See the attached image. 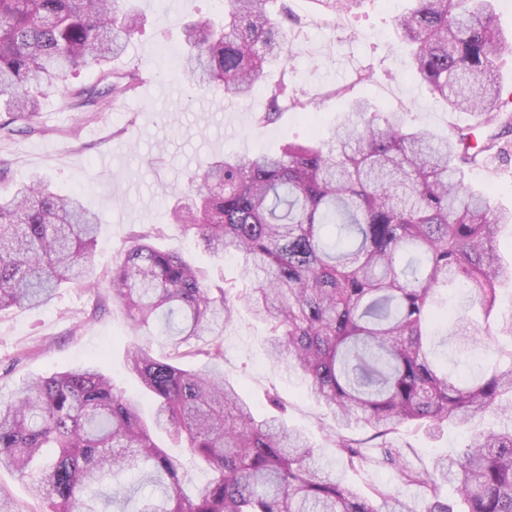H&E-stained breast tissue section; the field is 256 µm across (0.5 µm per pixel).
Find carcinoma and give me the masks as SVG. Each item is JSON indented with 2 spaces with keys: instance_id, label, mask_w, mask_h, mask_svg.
I'll use <instances>...</instances> for the list:
<instances>
[{
  "instance_id": "obj_1",
  "label": "carcinoma",
  "mask_w": 512,
  "mask_h": 512,
  "mask_svg": "<svg viewBox=\"0 0 512 512\" xmlns=\"http://www.w3.org/2000/svg\"><path fill=\"white\" fill-rule=\"evenodd\" d=\"M269 2L225 0L222 24L185 25L179 66L190 89L245 97L286 62L288 29L299 21L286 6L270 14ZM321 2L343 13L362 0ZM144 24L137 0H0V141L34 130L45 89L99 109L135 90L137 74L109 64ZM396 27L412 46L416 77L476 123L437 136L358 99L328 141L201 163L171 220L261 279L213 287L181 254L155 246L154 231H132L107 296L142 339L125 356L141 393L83 364L0 399V468L30 479L47 512H102L95 486L131 471L137 484H112L110 499L124 505L140 486L158 489L138 512H416L388 488L359 493L344 473L318 466L303 435L276 416H255L224 379V327L237 301L268 326L269 356L299 372L334 414L348 468L393 465L422 492V512H512V427L477 434L449 463L426 467L409 464L392 438L406 425L433 433L486 413L512 415V347L494 348L495 362L462 379L436 364L427 334L440 319L431 312L440 287L464 283L488 316L501 285L512 284V263L496 246L512 210L492 209L463 178L506 154L512 102L495 72L512 44L497 34L492 0H414ZM90 63L103 68L101 82L66 89ZM309 104L305 90L283 80L257 122ZM101 224L79 197L39 176L0 198V311L46 305L68 283L100 287L93 251ZM160 323L167 354L156 357ZM144 396L154 403L150 425ZM354 422L373 431L375 456L342 434ZM158 432L209 473L203 485L188 486ZM448 483L459 509L441 496Z\"/></svg>"
}]
</instances>
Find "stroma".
<instances>
[{"label": "stroma", "mask_w": 512, "mask_h": 512, "mask_svg": "<svg viewBox=\"0 0 512 512\" xmlns=\"http://www.w3.org/2000/svg\"><path fill=\"white\" fill-rule=\"evenodd\" d=\"M140 4L147 13L145 26L114 62L137 73L134 92L87 121L81 111L68 107L65 95L49 91L35 120L38 133L0 142L1 196L17 182L43 174L57 191L79 196L102 215L93 254L99 274L111 272L129 246L131 227L143 224L157 229L159 247L180 250L209 279L239 282L236 260L212 256L168 218L169 206L189 191V175L209 157L272 153L287 139H330L357 98L367 99L373 111L402 113L409 125L441 135L474 121L469 113L449 111L416 78L411 49L399 39L395 25L413 0H363L354 12L336 15L318 0H288L302 25L288 33L287 68H272L267 82L244 99L188 94L179 70L167 67L162 58L166 49L181 52L184 23L202 15L222 16L224 0ZM282 78L308 91L314 99L311 108L282 112L270 126L258 124L255 117L265 110L271 86ZM465 179L492 207L512 209V155L466 170ZM97 296V291L67 284L47 306L0 311V394L90 361L118 386L138 390L124 367L126 351L135 341L127 317L112 303L91 317ZM267 337L266 325L245 303H238L224 331L225 378L262 416L272 414L267 396L277 393L286 407L285 424L307 435L320 462L340 461L331 413L309 396L300 374L269 359ZM503 425V419L484 415L468 427L432 435L404 427L397 438L407 445L409 462L420 467L456 455L470 433ZM346 476L363 491L393 487L422 512L418 489L401 483L392 466L371 465Z\"/></svg>", "instance_id": "obj_1"}]
</instances>
